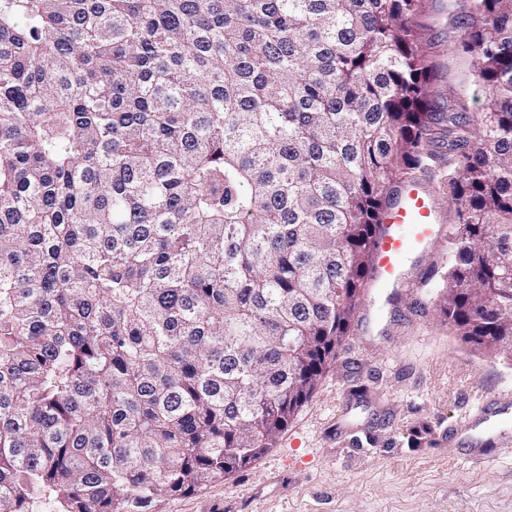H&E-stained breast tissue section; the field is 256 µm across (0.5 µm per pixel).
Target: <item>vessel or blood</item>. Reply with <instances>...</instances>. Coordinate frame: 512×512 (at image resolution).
Returning <instances> with one entry per match:
<instances>
[{"label": "vessel or blood", "mask_w": 512, "mask_h": 512, "mask_svg": "<svg viewBox=\"0 0 512 512\" xmlns=\"http://www.w3.org/2000/svg\"><path fill=\"white\" fill-rule=\"evenodd\" d=\"M382 223L374 272L381 284L394 288L403 279L405 262L433 245L442 233L432 187L419 180L397 185Z\"/></svg>", "instance_id": "vessel-or-blood-1"}]
</instances>
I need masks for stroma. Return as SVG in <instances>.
<instances>
[{
  "instance_id": "1",
  "label": "stroma",
  "mask_w": 512,
  "mask_h": 512,
  "mask_svg": "<svg viewBox=\"0 0 512 512\" xmlns=\"http://www.w3.org/2000/svg\"><path fill=\"white\" fill-rule=\"evenodd\" d=\"M466 0H428L422 41L439 45L433 100L483 89L454 43ZM448 243L413 256L401 286L366 290L337 359L273 448L224 480L150 512H512V417L487 420L491 460L465 455L486 396L512 400V362L452 336L438 309ZM425 430L416 439V430Z\"/></svg>"
}]
</instances>
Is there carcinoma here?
Returning <instances> with one entry per match:
<instances>
[{"label": "carcinoma", "mask_w": 512, "mask_h": 512, "mask_svg": "<svg viewBox=\"0 0 512 512\" xmlns=\"http://www.w3.org/2000/svg\"><path fill=\"white\" fill-rule=\"evenodd\" d=\"M0 0V512H148L273 447L448 163V329L512 361V0ZM427 10L419 18L418 33L423 42H437L439 52L435 58L433 100L437 106L448 101V90L461 92L469 112H480L484 99L483 89L467 76L466 60L453 51L454 43L463 33L462 15L466 0H427Z\"/></svg>", "instance_id": "obj_1"}]
</instances>
